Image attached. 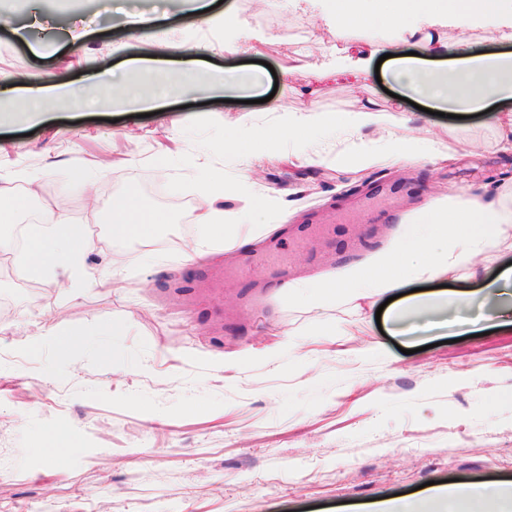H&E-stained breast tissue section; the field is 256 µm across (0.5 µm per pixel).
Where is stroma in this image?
I'll return each instance as SVG.
<instances>
[{
  "label": "stroma",
  "instance_id": "1",
  "mask_svg": "<svg viewBox=\"0 0 512 512\" xmlns=\"http://www.w3.org/2000/svg\"><path fill=\"white\" fill-rule=\"evenodd\" d=\"M229 2L235 54L224 50L223 26L201 24L180 11L179 0H49L37 22L29 0H0L22 28L17 35L0 28V105L19 111L29 88L53 83L99 102L88 109L52 100L42 123L0 129V186L22 193L9 181L17 164L41 178L39 196L7 235L17 240L31 214L46 218L65 203L71 220L86 227L89 268L122 282L103 296L29 279L15 261L0 266V307L11 313L0 325V512H371L378 502L428 495L431 481L512 488V327L456 343L451 329L421 330L414 335L421 350L410 354L405 338L379 331L375 309L348 301L293 305L276 287L256 313L240 285H203L236 263L239 237L249 231L260 233L264 250L323 225L320 239L294 253L291 285L364 259L414 219L431 186L451 194L485 184L512 190V152L499 151L487 113L447 118L401 103L392 115L400 131L465 140L473 150L443 168L422 160L359 174L352 154L337 158L335 133H322L308 147L328 166L257 167L251 183L224 200L219 256L191 264L201 191L191 157H207L212 172L236 183L240 164L224 151L225 137L273 123L276 105L336 113L365 97L390 100L389 77L369 79L359 94L351 81L308 72L279 78L265 103L210 100L203 85L246 64L255 34L272 38L264 59L275 68L289 55L337 43L321 0ZM155 6L174 10L170 24L131 38L130 15ZM183 43L205 48V67H191ZM142 65L159 77L193 71L196 87L150 117L107 110L109 73L131 79ZM20 73L23 88L15 85ZM172 130L180 156L157 157ZM127 132L138 167L92 169ZM79 159L87 165L80 182L72 174ZM267 188L301 219L278 226L253 211L235 223L242 196ZM131 191L164 218L149 238L112 235V207ZM131 252L138 262L123 266ZM508 265L512 236L465 259L451 286L480 287ZM113 321L126 326L116 340L103 333ZM44 329L76 338L65 362L47 347L24 350ZM284 333L306 363L285 348L275 363L263 361V349ZM103 348L113 349L110 361L101 360ZM231 351L250 353L243 369L225 370ZM57 426L74 442L62 467L37 453Z\"/></svg>",
  "mask_w": 512,
  "mask_h": 512
}]
</instances>
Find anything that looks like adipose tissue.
I'll return each instance as SVG.
<instances>
[{
    "mask_svg": "<svg viewBox=\"0 0 512 512\" xmlns=\"http://www.w3.org/2000/svg\"><path fill=\"white\" fill-rule=\"evenodd\" d=\"M326 17L337 33H367L372 22L366 0H333ZM460 31V38L449 40L432 31L436 24ZM491 28L498 41L512 42V0H394L381 27V42L369 49L349 44L330 49L328 62L314 64L309 54L289 58L282 65L283 75L305 69L317 77L351 74L357 88H365L372 56L388 53L391 46L415 40L418 55H397L389 60V73L404 95L425 99L430 108L451 113L486 112L496 127L498 144L512 152V111H501V102L512 100V52H476L466 38L476 27ZM154 77L144 72L141 85L123 79L112 82V104L122 108L150 109L157 102L175 96V89L152 91ZM386 108L365 100L355 110L333 115L315 109H281L276 124L252 130V138L277 144V151L260 155L251 152L242 138L225 140L224 149L238 157L242 181H249L255 167L265 162L290 166L322 164L320 155L308 152L306 141L325 128L351 139L360 171L379 166H394L404 161L423 159L435 166H446L469 151L465 142L444 143L413 138L391 129ZM383 131L384 147L376 149L362 139L361 130ZM228 190L221 179H206L196 205V222L201 231L192 258L212 256L211 244L224 233L222 201ZM444 228L446 247L436 245L435 232ZM154 219L144 210L136 195H129L112 220V234L123 239L150 236ZM512 231V208L486 202L463 191L454 198H439L423 209L417 222L407 225L384 250L366 261L349 264L326 277L288 289L287 298L313 307L323 306L337 296L353 302L374 304L376 299L395 295L389 311L393 332L406 334L411 322L444 316L452 299L477 303L483 320L496 326H512V267L501 271L481 287L451 294L447 289L399 296L406 281L447 280L459 259L479 248L496 243ZM26 246L21 262L27 276L45 279L56 267L69 272L72 288L89 286L110 293L115 283L111 276H94L86 266L88 238L85 227L72 223L65 209H58L51 224L25 227ZM507 490L474 488L467 491H440L426 499H402L386 503L380 512H494L506 503Z\"/></svg>",
    "mask_w": 512,
    "mask_h": 512,
    "instance_id": "ef3b65f1",
    "label": "adipose tissue"
}]
</instances>
